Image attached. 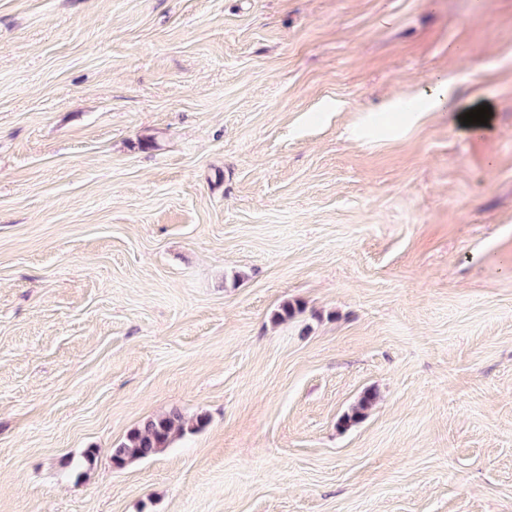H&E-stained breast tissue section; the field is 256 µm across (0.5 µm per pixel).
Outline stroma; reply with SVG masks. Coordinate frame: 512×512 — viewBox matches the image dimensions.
Wrapping results in <instances>:
<instances>
[{"instance_id":"obj_1","label":"stroma","mask_w":512,"mask_h":512,"mask_svg":"<svg viewBox=\"0 0 512 512\" xmlns=\"http://www.w3.org/2000/svg\"><path fill=\"white\" fill-rule=\"evenodd\" d=\"M0 512H512V0H0ZM456 105V94L453 86L448 81H438L435 84L433 92L425 96L422 100V106L418 111L414 112H390L401 115L402 127H410L414 125L423 112L434 111L438 109H448L451 111ZM374 400L375 394L369 390L365 391L357 403L351 408L350 412L342 416L340 426L350 427L363 420L373 406ZM206 423L205 415L187 420L178 411L150 419L132 430L123 442L112 449V462L121 467L133 460L151 458L169 448L187 431L200 429Z\"/></svg>"}]
</instances>
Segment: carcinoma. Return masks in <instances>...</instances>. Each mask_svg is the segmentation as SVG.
I'll list each match as a JSON object with an SVG mask.
<instances>
[{"label": "carcinoma", "mask_w": 512, "mask_h": 512, "mask_svg": "<svg viewBox=\"0 0 512 512\" xmlns=\"http://www.w3.org/2000/svg\"><path fill=\"white\" fill-rule=\"evenodd\" d=\"M374 400L373 392H364L350 412L342 416L340 426L350 427L363 420L373 406ZM206 423L207 417L204 415L187 420L178 411L150 419L132 430L123 442L112 449V462L115 466L121 467L133 460L151 458L169 448L186 432L200 429Z\"/></svg>", "instance_id": "1"}]
</instances>
